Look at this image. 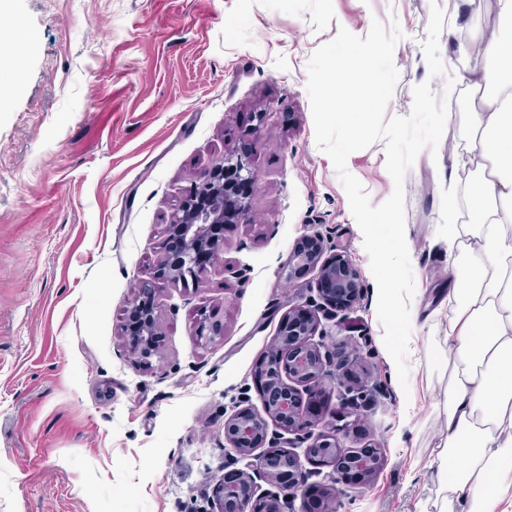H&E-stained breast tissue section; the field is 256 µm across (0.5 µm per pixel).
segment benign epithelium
<instances>
[{"mask_svg": "<svg viewBox=\"0 0 512 512\" xmlns=\"http://www.w3.org/2000/svg\"><path fill=\"white\" fill-rule=\"evenodd\" d=\"M231 169L235 182L222 180ZM256 183L250 158L236 150L224 151L222 160L201 173L185 188V200L168 225L164 255L156 265L152 279L143 281L136 302L131 306L137 331L130 334L128 348L139 362L149 367L160 355L161 335L155 299L162 282H200L210 269L199 262L203 250L224 245L212 228L222 224L232 230L246 222L248 207L239 189ZM313 246L297 249L288 257V268L318 272L320 300L307 299L285 313L264 369L265 386L261 390L262 410L240 400L224 410V452L231 457L251 459V471L235 473V480H223L213 489V512H278L279 497L259 494L258 482L264 481L288 498L306 494L311 472L306 464L331 467L338 474L351 469L362 479L372 477L383 465L379 448L346 450L336 430L328 423L308 418L302 394L322 386L332 369H340V356L325 348L315 336L328 335L323 321L336 317V308L348 309L360 297L363 284L351 259L339 256L327 263L321 257L328 240L317 233ZM194 335L199 341L212 342L224 337V309L203 310L196 320ZM288 433V445H282V433ZM303 449L298 453L297 449Z\"/></svg>", "mask_w": 512, "mask_h": 512, "instance_id": "obj_1", "label": "benign epithelium"}]
</instances>
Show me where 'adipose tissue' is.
I'll use <instances>...</instances> for the list:
<instances>
[{
	"label": "adipose tissue",
	"instance_id": "ef3b65f1",
	"mask_svg": "<svg viewBox=\"0 0 512 512\" xmlns=\"http://www.w3.org/2000/svg\"><path fill=\"white\" fill-rule=\"evenodd\" d=\"M495 7L500 28L484 62L457 77L480 94L469 138L481 226L468 245L481 261L455 271V322L439 353L452 369L434 479L457 512H499L512 482V0Z\"/></svg>",
	"mask_w": 512,
	"mask_h": 512
}]
</instances>
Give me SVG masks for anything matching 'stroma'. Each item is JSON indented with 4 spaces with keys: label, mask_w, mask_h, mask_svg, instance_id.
Wrapping results in <instances>:
<instances>
[{
    "label": "stroma",
    "mask_w": 512,
    "mask_h": 512,
    "mask_svg": "<svg viewBox=\"0 0 512 512\" xmlns=\"http://www.w3.org/2000/svg\"><path fill=\"white\" fill-rule=\"evenodd\" d=\"M442 6L445 72L430 77L421 42ZM398 22L400 73L387 117L409 115L412 88L443 94L469 68L474 35L492 38L493 0H10L0 54L19 83L0 112V512H208L206 489L238 464L224 454V410L260 407L256 369L279 321L317 297V274L288 271L314 233L361 274L359 301L326 337L346 363L320 393L319 420L345 448L387 460L348 483L313 471L340 512H438L432 476L446 384L434 356L454 319L448 295L460 247L478 229L466 179L474 115L449 100L436 150L404 182L414 276L407 384L383 344L378 289L340 176L316 144L307 62L339 28L366 37ZM234 149L257 175L246 225L224 234L200 283L159 297L163 348L152 368L128 350L127 312L150 276L184 189ZM347 168L372 205L394 190L384 142ZM457 224L459 249L442 234ZM244 268L246 280L234 272ZM224 309V336L199 342L200 309ZM382 383L340 405L337 386Z\"/></svg>",
    "instance_id": "1"
}]
</instances>
